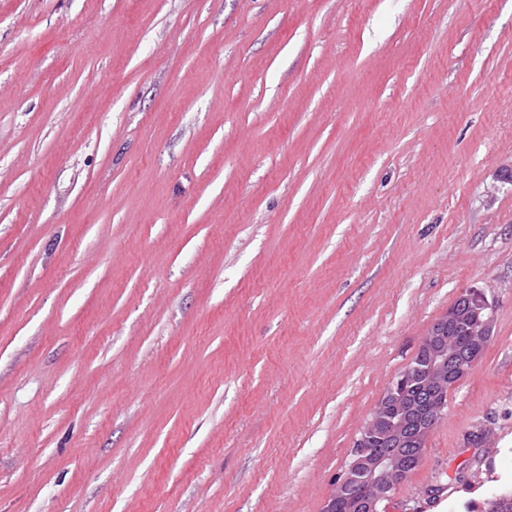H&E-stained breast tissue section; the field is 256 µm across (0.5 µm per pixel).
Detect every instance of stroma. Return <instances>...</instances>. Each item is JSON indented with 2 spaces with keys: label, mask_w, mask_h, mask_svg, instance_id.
<instances>
[{
  "label": "stroma",
  "mask_w": 512,
  "mask_h": 512,
  "mask_svg": "<svg viewBox=\"0 0 512 512\" xmlns=\"http://www.w3.org/2000/svg\"><path fill=\"white\" fill-rule=\"evenodd\" d=\"M465 290L382 512L512 491V0H0V512H322ZM493 313L488 303L470 291L462 292L431 327L419 356L386 388L353 446V457L323 512H380L398 483L387 475L407 473L409 458L423 459L430 433L448 403V390L466 379L477 365L491 335ZM466 349L461 351L458 346ZM428 395L430 414L420 409ZM376 441L378 448L372 443ZM410 460L408 474L419 464ZM359 489V493H351Z\"/></svg>",
  "instance_id": "1"
}]
</instances>
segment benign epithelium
Here are the masks:
<instances>
[{
	"instance_id": "1",
	"label": "benign epithelium",
	"mask_w": 512,
	"mask_h": 512,
	"mask_svg": "<svg viewBox=\"0 0 512 512\" xmlns=\"http://www.w3.org/2000/svg\"><path fill=\"white\" fill-rule=\"evenodd\" d=\"M493 313L488 303L462 292L431 327L419 356L386 388L360 431L353 457L338 493L323 512H380L398 483L386 476L407 473L411 458H423L430 433L448 403V390L466 379L477 365L491 335ZM466 337L461 350L457 337ZM484 512H512V499L495 495Z\"/></svg>"
}]
</instances>
